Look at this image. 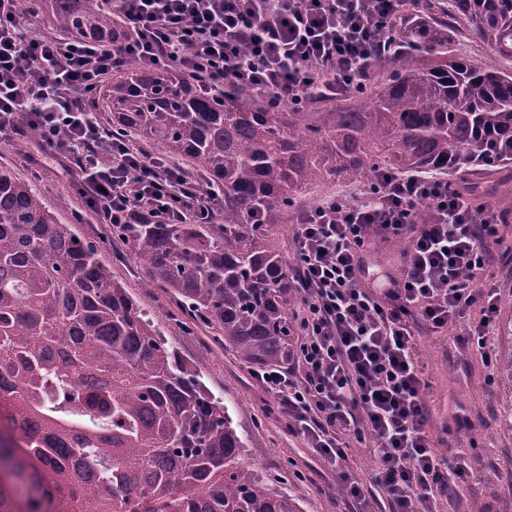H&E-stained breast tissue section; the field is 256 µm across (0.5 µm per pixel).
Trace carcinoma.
Masks as SVG:
<instances>
[{"instance_id": "carcinoma-1", "label": "carcinoma", "mask_w": 512, "mask_h": 512, "mask_svg": "<svg viewBox=\"0 0 512 512\" xmlns=\"http://www.w3.org/2000/svg\"><path fill=\"white\" fill-rule=\"evenodd\" d=\"M62 34L122 38L103 0H37ZM334 112L272 109L230 84L129 68L92 92L116 135L160 146L224 190L217 224H114L166 288L249 368L288 365L294 304L279 246L288 209L327 179L485 172L512 199V0H434L398 22ZM512 397V349L497 364ZM0 512H303L244 461L224 403L163 338L95 246L0 167Z\"/></svg>"}]
</instances>
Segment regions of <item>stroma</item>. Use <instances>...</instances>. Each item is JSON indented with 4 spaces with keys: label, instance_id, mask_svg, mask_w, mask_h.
Wrapping results in <instances>:
<instances>
[{
    "label": "stroma",
    "instance_id": "obj_1",
    "mask_svg": "<svg viewBox=\"0 0 512 512\" xmlns=\"http://www.w3.org/2000/svg\"><path fill=\"white\" fill-rule=\"evenodd\" d=\"M0 167L29 180L45 206L98 250L140 309L166 335L178 354L190 361L204 384L222 398L234 425L247 439L245 458L277 490L297 498L303 512H343L336 477L303 440L293 434L253 370L224 349L213 330L186 312L160 288L147 286L130 247L110 227L93 223L69 175L40 144L24 151L0 143ZM419 353L431 382L433 440L437 447H461L473 461L474 475L456 487L463 504L478 502L483 512H512V433L498 429L505 393L493 374L495 364L468 352L443 334L419 331ZM463 416L461 433H444V423Z\"/></svg>",
    "mask_w": 512,
    "mask_h": 512
}]
</instances>
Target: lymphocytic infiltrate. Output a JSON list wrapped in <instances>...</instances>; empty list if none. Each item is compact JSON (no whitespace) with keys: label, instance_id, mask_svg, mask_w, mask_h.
I'll return each instance as SVG.
<instances>
[{"label":"lymphocytic infiltrate","instance_id":"lymphocytic-infiltrate-1","mask_svg":"<svg viewBox=\"0 0 512 512\" xmlns=\"http://www.w3.org/2000/svg\"><path fill=\"white\" fill-rule=\"evenodd\" d=\"M412 0H112L132 32L109 46L37 36L16 19L23 0H0V142L23 127L61 149L98 224L213 223L223 198L201 191L176 161L102 128L85 99L112 72L179 68L209 86L232 81L271 107L309 105L357 90L370 54L386 45ZM428 220H415L420 200ZM499 215L474 207L457 183L378 172L302 210L291 239L300 305L288 369L258 373L265 392L336 476L351 512H440L470 478L461 456L442 454L430 432V383L415 326L460 328L459 342L493 346L497 289L485 287ZM405 242L398 275L361 283L375 241ZM480 306L481 317L469 311ZM370 439L374 469H347L351 439Z\"/></svg>","mask_w":512,"mask_h":512}]
</instances>
